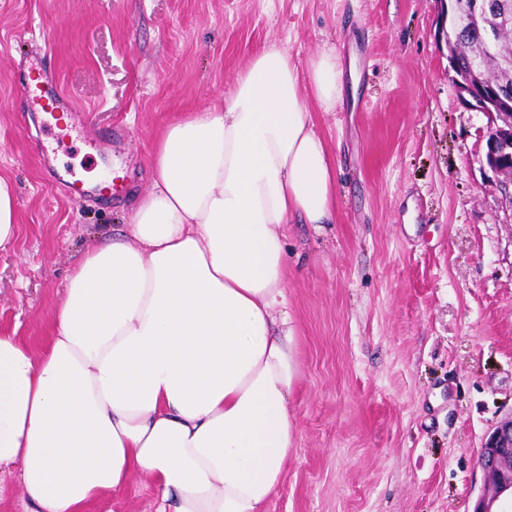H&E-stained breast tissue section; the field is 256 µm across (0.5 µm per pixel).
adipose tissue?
<instances>
[{"label": "adipose tissue", "instance_id": "1", "mask_svg": "<svg viewBox=\"0 0 512 512\" xmlns=\"http://www.w3.org/2000/svg\"><path fill=\"white\" fill-rule=\"evenodd\" d=\"M253 53L219 104L165 126L121 236L68 277L41 354L0 333V472L31 512H84L148 474L155 512H266L294 440L284 225L328 224L313 109L335 54Z\"/></svg>", "mask_w": 512, "mask_h": 512}]
</instances>
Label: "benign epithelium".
<instances>
[{"mask_svg":"<svg viewBox=\"0 0 512 512\" xmlns=\"http://www.w3.org/2000/svg\"><path fill=\"white\" fill-rule=\"evenodd\" d=\"M461 12L460 17L443 15L438 38L447 47L459 92L467 94L463 102L476 111L495 115L497 126L487 140L486 165L494 174L512 182V84L486 89L480 84L475 69L464 70L456 63L460 29L479 17L507 14V5L503 0H464ZM480 458L483 485L473 512H495L493 507L501 499L512 503V418L487 436Z\"/></svg>","mask_w":512,"mask_h":512,"instance_id":"obj_1","label":"benign epithelium"}]
</instances>
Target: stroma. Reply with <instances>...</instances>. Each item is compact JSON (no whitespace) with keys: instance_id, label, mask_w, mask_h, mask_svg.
Segmentation results:
<instances>
[{"instance_id":"obj_1","label":"stroma","mask_w":512,"mask_h":512,"mask_svg":"<svg viewBox=\"0 0 512 512\" xmlns=\"http://www.w3.org/2000/svg\"><path fill=\"white\" fill-rule=\"evenodd\" d=\"M437 0H0V177L17 234L0 250V331L33 350L93 240L150 189L165 125L229 94L275 42L335 53L356 85L315 110L336 167L332 223L285 229L296 435L267 512H472L484 436L512 415V182L486 165ZM70 101L67 136L25 111L21 65ZM120 196L71 194L78 176ZM135 476L88 512H154Z\"/></svg>"}]
</instances>
